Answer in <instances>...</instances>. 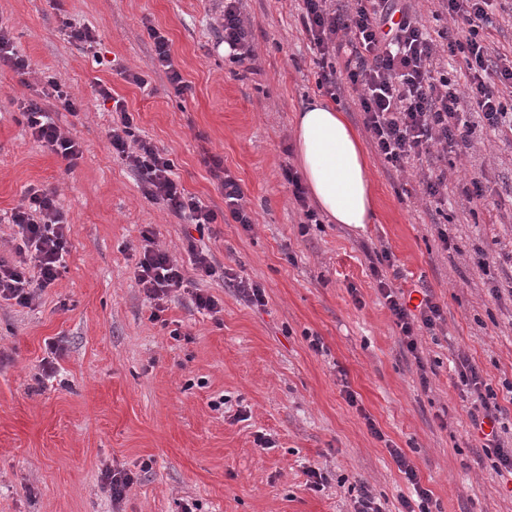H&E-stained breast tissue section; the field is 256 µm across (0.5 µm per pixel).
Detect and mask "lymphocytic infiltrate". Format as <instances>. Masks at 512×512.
Segmentation results:
<instances>
[{
	"label": "lymphocytic infiltrate",
	"instance_id": "1",
	"mask_svg": "<svg viewBox=\"0 0 512 512\" xmlns=\"http://www.w3.org/2000/svg\"><path fill=\"white\" fill-rule=\"evenodd\" d=\"M301 23L316 49L319 86L335 93L347 82L357 95L362 123L376 152L399 171L407 166L423 170L424 195L443 204L448 194L446 173H433L436 161L468 145L478 115L486 126L512 143V112L503 104L512 94V51L492 48L496 28L487 7L490 0H440L450 26L433 39L421 24L413 0H302ZM224 42L238 62L253 59L250 24L238 0H224ZM446 40L449 54L463 53V77L437 69L438 40ZM103 101L119 112L120 123L109 133L112 150L142 182L145 197L197 226L214 223L217 215L173 177L174 162L154 144L135 137L123 99L111 87L100 86ZM26 125L34 140L76 166L82 156L78 142L67 136L48 108L36 100L23 104ZM213 177L220 181L229 218L243 227L253 224V214L238 181L227 174L217 156L207 159ZM18 243L16 262L0 257V301L28 307L55 283L68 252V225L52 193L30 189L11 213ZM369 268L385 304L400 330L402 344L417 354L416 334L435 333L445 321L442 307L431 295L412 304L404 291L384 275L392 266L388 250L373 252ZM135 280L145 295L162 301L183 287L184 269L161 250L145 247ZM462 385L477 391L473 403V428L486 454L495 456L499 476L512 477V448L502 445L499 407L495 393L485 389L479 370L461 359Z\"/></svg>",
	"mask_w": 512,
	"mask_h": 512
}]
</instances>
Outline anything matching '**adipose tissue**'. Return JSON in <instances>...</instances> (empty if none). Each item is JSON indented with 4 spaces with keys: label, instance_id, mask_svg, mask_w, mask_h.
<instances>
[{
    "label": "adipose tissue",
    "instance_id": "adipose-tissue-1",
    "mask_svg": "<svg viewBox=\"0 0 512 512\" xmlns=\"http://www.w3.org/2000/svg\"><path fill=\"white\" fill-rule=\"evenodd\" d=\"M296 152L308 188L331 222L361 227L375 218L368 168L344 113L313 98L294 119Z\"/></svg>",
    "mask_w": 512,
    "mask_h": 512
}]
</instances>
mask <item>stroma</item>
I'll list each match as a JSON object with an SVG mask.
<instances>
[{"label": "stroma", "instance_id": "35a3bbf8", "mask_svg": "<svg viewBox=\"0 0 512 512\" xmlns=\"http://www.w3.org/2000/svg\"><path fill=\"white\" fill-rule=\"evenodd\" d=\"M239 7L255 50L245 63L224 53V0H0V27L33 67L25 79L0 67V256H13L8 218L29 188L53 190L69 225L54 285L28 308L0 302V512H182L188 503L354 512L363 487L399 512L414 490L393 447L431 490L432 512H512V484L474 437L476 395L456 370L467 357L496 391L512 448V297L490 292L512 280V145L477 125L468 148L441 161L448 203L438 211L415 169L398 172L376 154L355 95L341 89L336 105L366 151L376 218L360 228L304 223L283 169L295 161L294 113L324 90L302 4ZM70 22L92 28L95 42L69 41ZM152 27L168 38L189 94L154 69ZM121 66L146 86L126 82ZM49 76L83 103L78 115L56 116L83 150L72 168L33 140L22 113L28 99L53 107L42 97ZM101 83L124 99L135 136L167 153L186 191L219 213L224 196L203 157L220 156L251 228L220 220L200 230L149 202L112 153L119 116L98 96ZM478 176L486 201L475 208L462 187ZM148 230L186 268L188 238L202 239L216 265L264 287L266 305L188 268L187 286L154 303L134 278ZM375 248L391 252L396 286L444 310L437 335L420 332L417 354L402 346L369 269ZM198 290L217 311L195 306ZM112 468L135 478L117 504L104 483ZM310 468L326 473L322 490L311 489Z\"/></svg>", "mask_w": 512, "mask_h": 512}]
</instances>
